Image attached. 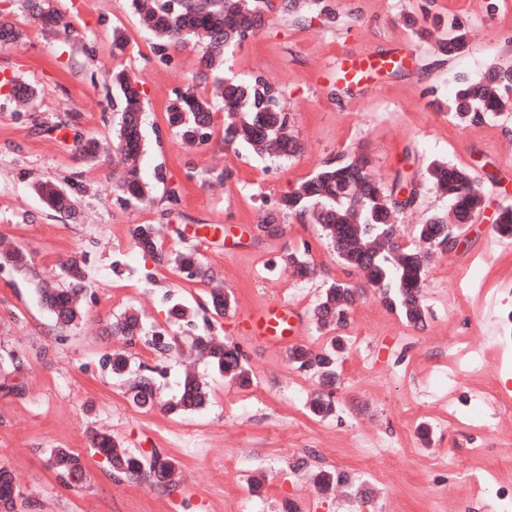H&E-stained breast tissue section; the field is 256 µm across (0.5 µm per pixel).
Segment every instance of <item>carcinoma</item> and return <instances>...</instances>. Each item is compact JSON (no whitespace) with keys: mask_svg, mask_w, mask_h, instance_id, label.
Segmentation results:
<instances>
[{"mask_svg":"<svg viewBox=\"0 0 512 512\" xmlns=\"http://www.w3.org/2000/svg\"><path fill=\"white\" fill-rule=\"evenodd\" d=\"M24 2L42 29L54 31L66 26L60 12L50 6V0ZM269 7L270 0H131V8L140 24L157 39V51L163 53L195 39L206 42L198 59V75L203 80L212 79L213 97L186 91L178 94L168 106V123L183 142L197 145L208 141L215 112L213 99L219 98L224 103L226 147H243L259 158L301 154L303 147L295 136L289 114L281 105V94L275 85L256 74L223 77L215 73L217 58L255 34L242 10L259 13ZM464 45L465 33L453 26L438 38L436 52L450 58ZM111 82L117 96L112 149L128 167V176L119 192L126 204L136 205L143 202L148 193L137 167L143 151L140 85L123 69L112 72ZM511 91L512 66H495L478 81H461L448 98V112L460 124L478 125L491 114L512 109ZM368 165L364 157L322 165L265 213L263 222L256 225L254 239L259 242L282 235V214L311 216L321 226L324 245L333 252L342 268L359 273L365 284L380 294L386 306L398 312L406 323L418 327L426 322L424 291L432 253L439 249L453 251L457 245L455 237L481 211L483 195L474 191L481 179L470 168L453 166L443 159L432 160L426 168L425 179L439 195L448 198L450 208L444 214L434 212L424 223L415 225L413 242L407 244L397 236L394 212L411 204L415 193H410L404 202L398 201L396 188L402 182L401 176H396L387 187L373 178ZM35 190L51 210L72 212L71 199L55 183L39 182ZM496 228L501 237L512 238V207H504L497 214ZM132 237L135 246L151 256L157 265L170 266L188 280L214 279V273L205 268L197 249L166 251L156 225L138 224ZM309 252L310 246L305 242L299 249L283 251L272 265L287 266L297 275L309 277L315 273ZM2 262L36 283L41 301L56 323L67 326L81 318L80 296L87 287L82 259L73 256L62 263L58 281L42 278L21 250L1 254ZM361 293L362 287L351 281L326 280L311 319L318 329L332 330L336 335L318 351L301 347L288 349L290 361L317 374L324 387L336 382V351L343 349L346 342L341 330L347 325L350 305ZM209 302L214 314L222 316L233 307L234 297L217 286L210 291ZM112 332L130 338L148 335L140 317L133 311L124 312L112 322ZM148 345L159 355L169 357L176 353L179 342L175 336L165 339L154 333ZM193 347L238 387L244 389L253 385L255 374L238 345L222 343L215 336H200ZM103 361L115 375L128 373V359L120 353L107 355ZM127 395L136 407L151 408L155 399L152 375L133 376ZM207 403V386L188 373L178 395L168 403V410L190 414L202 410ZM334 410L333 400L322 393L309 403V411L316 417L324 418ZM92 449L117 475L151 478L157 484H167L176 477L175 463L171 459L157 452L148 458L136 455L120 447L108 434H94ZM48 462L66 480L72 472L86 470L83 456L69 448L51 449ZM347 480L344 473L323 471L315 478V485L327 492ZM13 481V472L1 465L0 512H14Z\"/></svg>","mask_w":512,"mask_h":512,"instance_id":"cac0c4a2","label":"carcinoma"}]
</instances>
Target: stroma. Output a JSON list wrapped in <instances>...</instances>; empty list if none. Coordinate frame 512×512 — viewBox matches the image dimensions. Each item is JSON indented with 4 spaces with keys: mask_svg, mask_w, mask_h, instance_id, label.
<instances>
[{
    "mask_svg": "<svg viewBox=\"0 0 512 512\" xmlns=\"http://www.w3.org/2000/svg\"><path fill=\"white\" fill-rule=\"evenodd\" d=\"M67 25L43 31L21 0H0V17L21 33L0 46V75L37 87L34 100L0 90V253L23 249L34 266L57 277L71 256L82 257L88 286L82 319L56 324L36 291L14 268L0 266V465L15 475L17 512H464L483 497L471 476L483 469L472 444L493 445V429L512 431V416L493 407L474 412L484 393L512 395V326L500 321L512 308V247L492 220L512 205V111L480 125H462L446 106L460 80H476L494 66H512V0H324L325 12L267 11L263 28L228 53L223 68L258 74L282 91L283 105L304 147L294 159L259 160L225 148L223 113L211 139L182 142L166 107L194 82L199 51L159 55L154 37L138 22L130 0H52ZM467 34L457 56L438 60L435 44L448 20ZM129 45L112 51V31ZM394 58L368 86L345 88L344 57ZM122 68L142 90L144 150L140 174L151 195L126 206L117 185L121 162L86 158L87 137L112 140L109 76ZM356 154L373 177L391 185L403 172L417 189L401 216L400 232L449 208L423 178L442 158L482 175L485 208L469 224L457 250L438 253L427 270L424 326H408L366 290L348 312V344L337 360L335 412L310 414L319 388L286 349L254 344L243 318L257 308L286 303L300 317L294 343L319 349L328 334L311 321L325 275L343 277L311 218L284 216L281 237L253 242L264 213L324 162ZM50 180L73 200L68 217L50 210L33 186ZM182 189L176 205L166 190ZM154 224L168 249L193 247L232 292L226 315H213L211 283L184 280L134 245L132 230ZM309 243L314 276L297 279L265 262L285 247ZM193 310L191 322L171 324L176 303ZM137 312L145 327L179 339L164 358L143 340L114 335L110 323ZM213 333L238 344L256 382L239 388L193 348ZM486 355L472 369L461 345ZM119 352L132 369H154L157 399L151 410L134 406L124 379L104 367ZM23 361L14 369L11 359ZM449 380L441 375L447 366ZM211 390L204 410L175 416L166 403L186 372ZM428 426L423 440L420 426ZM123 447L171 458L179 472L166 486L114 475L90 448L93 433ZM84 455L82 485L65 484L49 466L51 449ZM344 472L347 485L320 492L318 472ZM366 497H357V489Z\"/></svg>",
    "mask_w": 512,
    "mask_h": 512,
    "instance_id": "obj_1",
    "label": "stroma"
}]
</instances>
